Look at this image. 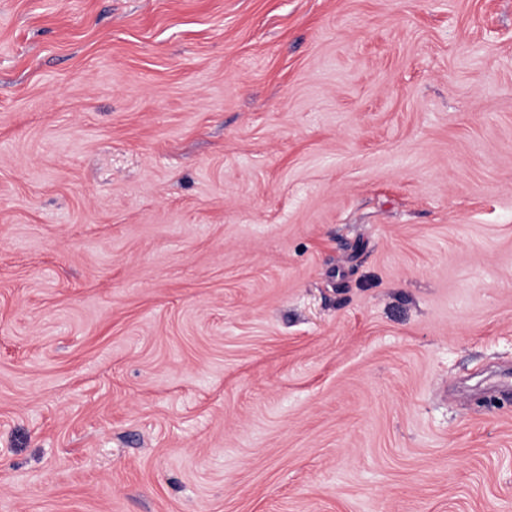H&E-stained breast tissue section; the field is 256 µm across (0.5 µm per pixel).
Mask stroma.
I'll list each match as a JSON object with an SVG mask.
<instances>
[{
    "instance_id": "obj_1",
    "label": "stroma",
    "mask_w": 512,
    "mask_h": 512,
    "mask_svg": "<svg viewBox=\"0 0 512 512\" xmlns=\"http://www.w3.org/2000/svg\"><path fill=\"white\" fill-rule=\"evenodd\" d=\"M0 512H512V0H0Z\"/></svg>"
}]
</instances>
